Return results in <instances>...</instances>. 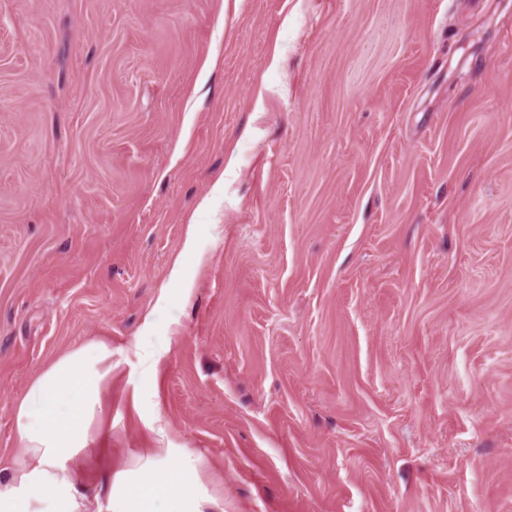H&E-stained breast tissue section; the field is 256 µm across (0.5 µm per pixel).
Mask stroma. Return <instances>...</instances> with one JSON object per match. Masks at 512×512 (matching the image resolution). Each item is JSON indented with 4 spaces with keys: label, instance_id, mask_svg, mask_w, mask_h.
<instances>
[{
    "label": "stroma",
    "instance_id": "obj_1",
    "mask_svg": "<svg viewBox=\"0 0 512 512\" xmlns=\"http://www.w3.org/2000/svg\"><path fill=\"white\" fill-rule=\"evenodd\" d=\"M94 339L89 482L158 416L224 512H512V0H0L1 464ZM133 349L137 352H143L146 361L148 362V373L144 376L145 382L157 372V368L161 363L167 348L164 344H158L147 349L141 339H137L133 343Z\"/></svg>",
    "mask_w": 512,
    "mask_h": 512
}]
</instances>
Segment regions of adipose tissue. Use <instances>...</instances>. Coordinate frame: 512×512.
Wrapping results in <instances>:
<instances>
[{
  "label": "adipose tissue",
  "instance_id": "1",
  "mask_svg": "<svg viewBox=\"0 0 512 512\" xmlns=\"http://www.w3.org/2000/svg\"><path fill=\"white\" fill-rule=\"evenodd\" d=\"M112 345L84 343L58 357L13 405L16 447L0 468V512H218L204 462L188 448H151L106 483L83 479L112 381Z\"/></svg>",
  "mask_w": 512,
  "mask_h": 512
}]
</instances>
